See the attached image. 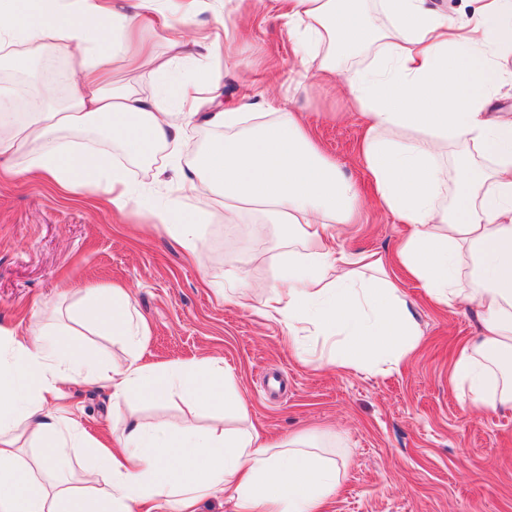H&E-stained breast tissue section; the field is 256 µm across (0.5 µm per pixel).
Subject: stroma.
Returning <instances> with one entry per match:
<instances>
[{"label":"stroma","mask_w":512,"mask_h":512,"mask_svg":"<svg viewBox=\"0 0 512 512\" xmlns=\"http://www.w3.org/2000/svg\"><path fill=\"white\" fill-rule=\"evenodd\" d=\"M224 2L200 0L189 22L186 38L194 44L195 62L207 59L200 36L224 29ZM248 2L247 33L232 46L243 65L223 78V107L237 106L247 94L302 110L324 154L365 186L357 153L359 113L333 87L292 99L287 84L267 85L266 72L289 73L294 41L277 17L278 0ZM338 230L346 250L384 256L420 326V344L397 372L301 362L287 329L256 314L259 299L247 307L224 302L147 213L122 218L94 194L66 201L37 181L0 180V325L15 326L21 335L38 328L36 305L48 300L59 310L60 333L83 343L100 364L125 362L130 352L121 339L69 319L80 301L78 287L125 285L150 328L143 362L210 357L233 370L248 416L227 415L225 427L270 438L315 434L335 450L340 485L323 512H512V408L473 411L451 382L459 346L480 332L475 307L448 308L427 298L396 259L406 225L372 201H365L360 223ZM278 245L272 225L227 224L218 215L201 241L212 273L243 268L255 280L271 278ZM68 401L95 436L105 420L119 428L132 415L177 424L192 414L176 395L116 407L110 390L96 384L70 386Z\"/></svg>","instance_id":"stroma-1"}]
</instances>
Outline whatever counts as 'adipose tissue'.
I'll list each match as a JSON object with an SVG mask.
<instances>
[{
    "label": "adipose tissue",
    "instance_id": "1",
    "mask_svg": "<svg viewBox=\"0 0 512 512\" xmlns=\"http://www.w3.org/2000/svg\"><path fill=\"white\" fill-rule=\"evenodd\" d=\"M196 2L0 0V62L12 72L50 51L80 63L63 111L37 109L18 120L10 98L0 96V158L12 161L17 180L35 178L65 194L97 191L125 213L142 197L128 163L171 148L170 166L194 204L164 201L152 216L187 255L198 256L200 226L215 206L225 223L255 213L284 232L288 249L262 287L239 273L212 279L225 301L242 304L261 291L263 315L289 335L320 337L326 364L398 369L419 325L382 257L339 245L337 225L353 223L362 200L300 117L273 100L260 112L247 98L220 109L218 76L207 64L167 97L121 79L146 64L168 70L137 32L156 25L182 46ZM280 3L296 40L295 92L344 78V94L365 119L359 158L374 200L408 226L400 264L437 304L478 309L480 334L459 348L453 380L476 410L512 406V116L486 110L505 78L498 58L512 49V0H483L465 22L433 0H378L376 15L363 0ZM362 51L374 54L375 65L348 68ZM204 107L222 137L202 152L188 133ZM75 131L117 145L123 162H98V148L75 142ZM472 146L490 157L489 168L473 164ZM185 153L192 162L182 163ZM452 162L461 171L453 181ZM75 316L135 349L147 346L149 327L122 285L84 290ZM77 381L111 389L116 403L178 392L201 407L247 415L223 360L100 367L80 342L59 343L40 328L21 339L0 326V512H132L154 501L193 512L214 492L235 512H321L338 488L336 460L304 434L264 441L188 420L170 428L132 417L105 443L59 404Z\"/></svg>",
    "mask_w": 512,
    "mask_h": 512
}]
</instances>
